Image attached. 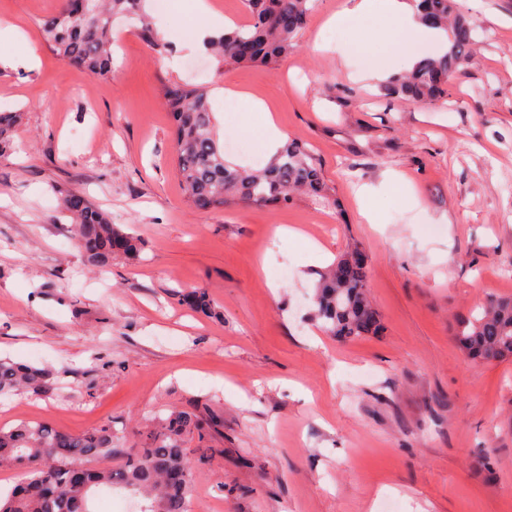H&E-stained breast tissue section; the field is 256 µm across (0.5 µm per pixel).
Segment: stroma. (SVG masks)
Masks as SVG:
<instances>
[{
    "label": "stroma",
    "instance_id": "stroma-1",
    "mask_svg": "<svg viewBox=\"0 0 512 512\" xmlns=\"http://www.w3.org/2000/svg\"><path fill=\"white\" fill-rule=\"evenodd\" d=\"M209 3L161 15L147 0L161 54L116 18L112 71L94 78L43 37L64 0H0V27L27 35L0 41V109L21 115L0 151V357L56 374L47 392L0 396V426H108L134 448L154 414L214 415L185 443L190 512H512V359L472 362L454 337L512 296V0H456L477 53L431 104L381 86L433 45L326 28L348 0H311L275 64L232 67L193 33L245 22L244 2ZM168 80L211 90L241 168L267 163L263 120L219 91L266 101L334 200L188 206L157 94ZM68 194L136 235L139 259L90 262L59 212ZM355 250L382 330L337 339L311 318L315 283ZM194 289L215 314L179 302Z\"/></svg>",
    "mask_w": 512,
    "mask_h": 512
}]
</instances>
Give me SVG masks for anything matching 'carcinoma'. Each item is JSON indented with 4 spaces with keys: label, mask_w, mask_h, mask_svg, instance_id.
<instances>
[{
    "label": "carcinoma",
    "mask_w": 512,
    "mask_h": 512,
    "mask_svg": "<svg viewBox=\"0 0 512 512\" xmlns=\"http://www.w3.org/2000/svg\"><path fill=\"white\" fill-rule=\"evenodd\" d=\"M145 0H88L83 13L62 9L41 20L49 46L59 58L92 76L112 68V22L117 16L139 22L142 37L156 51L165 49ZM308 0H244L248 22L224 30L208 41L210 50L226 63H273L294 48V37L306 25ZM421 21L443 30L447 50L420 59L414 67L384 85V95L430 102L448 95V77L472 56L473 27L455 13L454 0H414ZM161 94L175 127L174 162L187 202L196 209H218L230 199L263 206H285L296 195L328 200L334 188L324 179L302 143L288 141L258 170L239 169L224 159L216 133L209 91L202 85L169 81ZM75 219L78 244L96 264L114 255L135 259L141 243L108 223L104 214L76 195L63 200ZM339 259L318 273L313 316L328 336L358 338L380 329L378 313L366 294V271L345 279ZM190 309L212 314L213 302L203 291L185 294ZM456 341L470 360L492 364L512 358V299L487 302L478 316L457 323ZM47 369L0 358V396L22 389H48ZM216 420L185 410L153 417L142 446L126 453L118 465L112 459V428L74 434L42 421H22L0 427V471L20 469L24 480L0 496V512H93L91 502L104 488H119L142 501L140 512H188L187 491L192 466L183 448L187 438L204 437ZM84 466L79 478L73 466Z\"/></svg>",
    "instance_id": "cac0c4a2"
}]
</instances>
